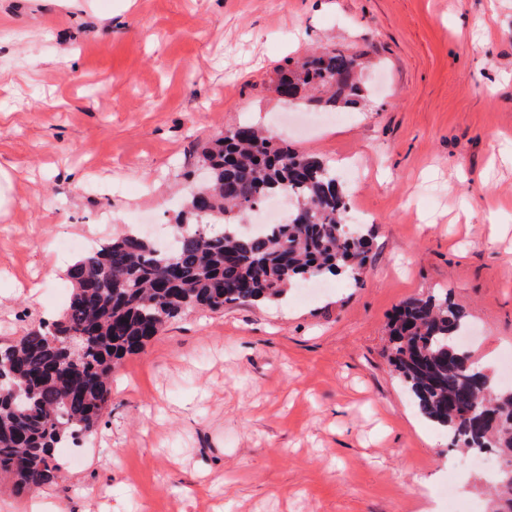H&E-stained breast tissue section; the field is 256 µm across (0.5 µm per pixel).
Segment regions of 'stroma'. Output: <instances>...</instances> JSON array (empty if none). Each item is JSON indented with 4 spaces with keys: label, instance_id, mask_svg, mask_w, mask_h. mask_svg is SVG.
<instances>
[{
    "label": "stroma",
    "instance_id": "stroma-1",
    "mask_svg": "<svg viewBox=\"0 0 512 512\" xmlns=\"http://www.w3.org/2000/svg\"><path fill=\"white\" fill-rule=\"evenodd\" d=\"M363 55L365 101L284 129L277 69L313 49ZM334 166L372 239L361 280L196 311L112 375L63 481L0 512H420L415 476L493 512L499 460L436 439L388 362L403 300L447 290L512 353V0H0V339L55 319L74 253L173 223L199 146L240 123Z\"/></svg>",
    "mask_w": 512,
    "mask_h": 512
}]
</instances>
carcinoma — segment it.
Wrapping results in <instances>:
<instances>
[{"mask_svg": "<svg viewBox=\"0 0 512 512\" xmlns=\"http://www.w3.org/2000/svg\"><path fill=\"white\" fill-rule=\"evenodd\" d=\"M358 56L312 53L295 68L278 69L276 92L297 99L310 89L329 102L356 104ZM208 181L186 197L175 219L174 249L163 250L129 228L79 256L67 270L71 291L57 319L0 341V476L17 494L58 481L51 450L77 441L112 405V372L142 351L166 326L195 310L278 301L300 282L348 271L359 281L371 248L365 225H349L343 181L321 157L278 145L240 125L202 147ZM286 196L288 219L262 232L237 229L242 205ZM466 312L448 293L410 298L391 319L389 360L418 413L467 451L512 452V425L472 414L492 407L512 420V385L491 387L457 340Z\"/></svg>", "mask_w": 512, "mask_h": 512, "instance_id": "1", "label": "carcinoma"}]
</instances>
